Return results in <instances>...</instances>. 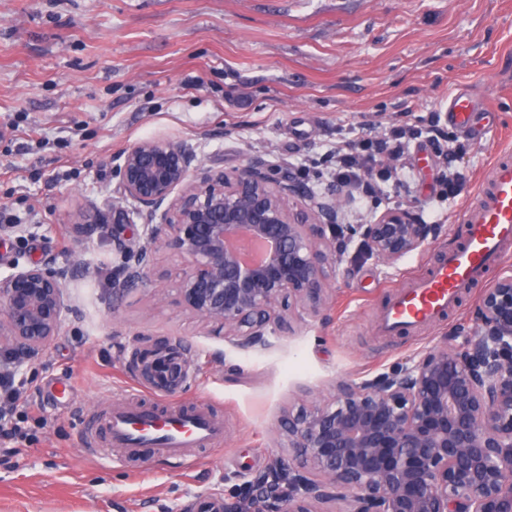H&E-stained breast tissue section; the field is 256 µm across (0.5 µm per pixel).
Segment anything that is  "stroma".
Masks as SVG:
<instances>
[{
    "label": "stroma",
    "mask_w": 512,
    "mask_h": 512,
    "mask_svg": "<svg viewBox=\"0 0 512 512\" xmlns=\"http://www.w3.org/2000/svg\"><path fill=\"white\" fill-rule=\"evenodd\" d=\"M470 93L489 115L459 162L462 194L437 198L444 163L419 141L400 159L416 179L404 209L441 224L429 251L394 265L337 267L324 310L294 334L240 350L183 309L181 262L157 254L147 285L112 282L111 225L78 235L69 217L106 204L112 158L160 137L233 173L251 154L295 172L360 120L388 124L403 104L444 113ZM0 276L47 262L74 305L48 349L19 374L16 442L0 444V512H194L288 451L281 421L301 399L326 400L429 346L466 336L494 280L486 272L440 324L389 336L376 325L405 275L465 230L491 160L512 148V0H0ZM178 345L188 384L175 403L224 420L221 446L191 469L148 452L106 468L83 445L140 384L137 352Z\"/></svg>",
    "instance_id": "stroma-1"
}]
</instances>
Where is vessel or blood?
Segmentation results:
<instances>
[{
  "instance_id": "obj_1",
  "label": "vessel or blood",
  "mask_w": 512,
  "mask_h": 512,
  "mask_svg": "<svg viewBox=\"0 0 512 512\" xmlns=\"http://www.w3.org/2000/svg\"><path fill=\"white\" fill-rule=\"evenodd\" d=\"M447 112L451 123L466 130L472 126L475 105L468 94L458 92L449 98ZM462 222L467 226L463 242L402 287L380 316L381 332L401 334L436 322L455 305L460 288L495 267L512 248L511 160L493 161L479 201L464 210ZM183 379L180 362L168 359L165 369L153 376L151 390L174 394ZM97 427V432L86 434L85 443L107 467L116 448L131 456L149 450L185 461L194 449L224 440L223 420L203 407L144 410L120 403L98 420Z\"/></svg>"
}]
</instances>
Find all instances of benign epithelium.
Returning a JSON list of instances; mask_svg holds the SVG:
<instances>
[{
  "mask_svg": "<svg viewBox=\"0 0 512 512\" xmlns=\"http://www.w3.org/2000/svg\"><path fill=\"white\" fill-rule=\"evenodd\" d=\"M112 204L70 217L81 233L143 219L116 248L114 281L135 284L164 249L184 265L183 308L241 349L322 311L336 268L422 251L442 225L409 210L340 224L348 190L315 198L253 155L233 174L190 145L147 138L117 159ZM69 310L46 263L0 276V378L42 355ZM459 344L442 337L376 376L340 382L323 403L288 410V456L224 500V512H512V270L498 273Z\"/></svg>",
  "mask_w": 512,
  "mask_h": 512,
  "instance_id": "obj_1",
  "label": "benign epithelium"
}]
</instances>
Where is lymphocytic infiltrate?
<instances>
[{
  "label": "lymphocytic infiltrate",
  "instance_id": "lymphocytic-infiltrate-1",
  "mask_svg": "<svg viewBox=\"0 0 512 512\" xmlns=\"http://www.w3.org/2000/svg\"><path fill=\"white\" fill-rule=\"evenodd\" d=\"M416 136L443 156L447 169L440 179L441 194L447 199L457 198L465 187L466 177L456 161L465 154L469 137L442 125L436 113L415 128L392 123L379 133L367 123L351 127L348 137L337 140L325 158L330 186L350 189L357 204L378 198L392 178L387 160L402 157L408 140Z\"/></svg>",
  "mask_w": 512,
  "mask_h": 512
}]
</instances>
